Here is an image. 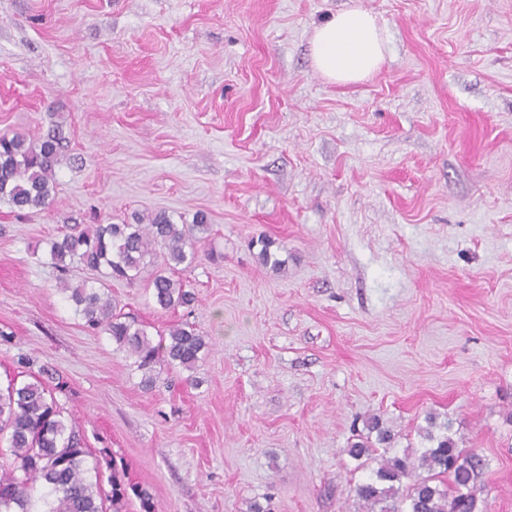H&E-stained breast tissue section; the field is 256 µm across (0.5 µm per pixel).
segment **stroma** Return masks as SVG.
Here are the masks:
<instances>
[{"label":"stroma","instance_id":"obj_1","mask_svg":"<svg viewBox=\"0 0 512 512\" xmlns=\"http://www.w3.org/2000/svg\"><path fill=\"white\" fill-rule=\"evenodd\" d=\"M354 1L390 53L332 84L310 37ZM55 125L54 204L0 203V384L55 369L102 479L157 512H364L350 442L378 415L420 454L433 413L482 460L478 512H512V0H0V135ZM161 210L207 213L217 257L190 310L113 283L151 338L209 343L147 392L59 289L87 271L32 252Z\"/></svg>","mask_w":512,"mask_h":512}]
</instances>
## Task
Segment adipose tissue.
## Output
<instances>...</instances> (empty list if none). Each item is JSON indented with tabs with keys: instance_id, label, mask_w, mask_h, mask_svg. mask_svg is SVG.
Segmentation results:
<instances>
[{
	"instance_id": "obj_1",
	"label": "adipose tissue",
	"mask_w": 512,
	"mask_h": 512,
	"mask_svg": "<svg viewBox=\"0 0 512 512\" xmlns=\"http://www.w3.org/2000/svg\"><path fill=\"white\" fill-rule=\"evenodd\" d=\"M387 50L375 16L357 5L318 25L310 41L313 67L336 84L368 79L380 70Z\"/></svg>"
}]
</instances>
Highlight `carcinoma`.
Instances as JSON below:
<instances>
[{
  "mask_svg": "<svg viewBox=\"0 0 512 512\" xmlns=\"http://www.w3.org/2000/svg\"><path fill=\"white\" fill-rule=\"evenodd\" d=\"M64 150L63 138L54 131L36 139L25 134L0 136V202L17 212L47 208L53 203L55 167ZM209 231L207 215L196 213L190 224H177L164 211L138 218L135 224H98L71 231L47 241L50 264L65 274L78 264L100 275L98 285L85 282L63 284L62 291L75 313L92 331H102L133 359L141 373L140 385L151 390L157 368L194 370L208 342L193 326L181 324L168 337L153 342L144 326L129 316L114 313L109 283L141 280L145 269L163 255L164 265L155 268L147 288L162 310L191 306L193 292L174 278L180 268L191 267L199 258L201 235ZM258 262L274 271L281 263L272 252L274 242L258 241ZM42 367L30 382L8 381L0 386V434H8L9 452L0 449V512H34L36 501L43 512H123L129 494L139 500L142 512H155L150 492L125 481V474L112 471L111 491L103 493L99 470L86 465L89 450L84 437L64 414L55 392H64L59 382ZM437 417L426 416L424 438L432 443L418 461L410 456L382 459L368 480L356 485L355 494L367 512H478L474 491L481 460L456 448L445 432L434 435ZM376 442L389 445L391 430L378 417L366 423ZM430 471L422 476L418 470ZM410 480L405 491L402 481Z\"/></svg>",
  "mask_w": 512,
  "mask_h": 512,
  "instance_id": "1",
  "label": "carcinoma"
}]
</instances>
